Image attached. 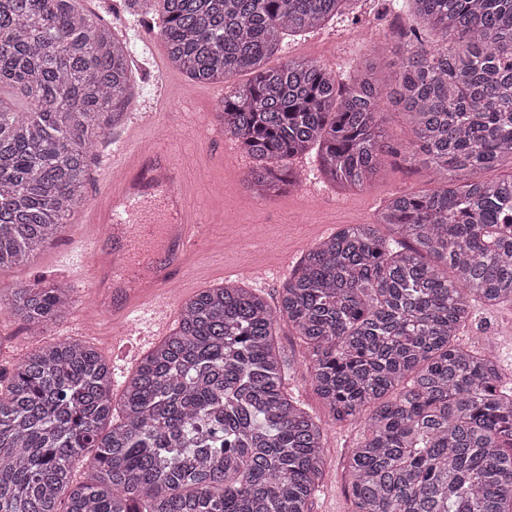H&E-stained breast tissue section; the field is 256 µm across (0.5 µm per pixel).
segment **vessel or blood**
<instances>
[{"instance_id": "obj_1", "label": "vessel or blood", "mask_w": 512, "mask_h": 512, "mask_svg": "<svg viewBox=\"0 0 512 512\" xmlns=\"http://www.w3.org/2000/svg\"><path fill=\"white\" fill-rule=\"evenodd\" d=\"M158 113L139 109L120 149L103 171L89 207L91 233L73 273L91 269L98 305H111L115 323H134L144 312L155 336L166 334L173 310L168 288H191V264L207 244V227L185 190L190 173L168 138L140 141Z\"/></svg>"}]
</instances>
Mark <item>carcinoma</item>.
<instances>
[{
    "label": "carcinoma",
    "instance_id": "carcinoma-1",
    "mask_svg": "<svg viewBox=\"0 0 512 512\" xmlns=\"http://www.w3.org/2000/svg\"><path fill=\"white\" fill-rule=\"evenodd\" d=\"M151 2L170 64L225 84L218 118L256 161L244 181L259 197L299 185L290 162L313 147L340 188L384 176L398 153L384 99L437 186L319 240L273 302L234 282L198 292L117 400L84 342L25 354L0 384V512H312L325 434L285 390L282 319L332 419L367 415L345 464L354 512H512V385L456 343L474 304H512V175L454 183L512 158V0H406L465 49L394 28L393 70L377 79L368 59L343 81L315 59L270 60L285 31L348 0ZM79 3L0 0V88L29 105L0 99V275L86 201L95 141L133 98L127 45ZM73 303L62 281L0 286L28 329Z\"/></svg>",
    "mask_w": 512,
    "mask_h": 512
}]
</instances>
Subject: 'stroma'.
<instances>
[{"mask_svg": "<svg viewBox=\"0 0 512 512\" xmlns=\"http://www.w3.org/2000/svg\"><path fill=\"white\" fill-rule=\"evenodd\" d=\"M390 0H361L358 13L332 18L323 28L307 34L285 33L278 59L314 58L335 73L348 72L356 63L370 57L379 37L389 33L391 16L384 8ZM127 37L134 55H146L145 66L133 67L131 81L137 101L156 106L170 115V129L177 152L193 156L189 190L192 207L212 223L209 243L194 263L198 288H212L224 281L223 273L250 266L257 252L230 246V239L260 229L264 247L270 253L298 263L302 254L342 224L372 221L378 207L398 193H419L433 189L428 169L411 165L404 156L392 158L386 176L370 186L347 194L323 182L315 171L314 153L294 159L304 173L302 184L289 193L260 202L241 182L240 172L251 160L241 150L226 153L225 138H204L203 121L213 114L215 85L193 82L168 61L163 40L152 32L144 16L129 17ZM84 210L69 216L60 236L25 265L0 276V281L34 283L39 278L63 277L68 254L79 253L83 243L78 233ZM91 287L74 288L76 306L61 320L39 334H30L17 319L0 313V339L8 351L0 355V372L11 373L19 357L33 349L64 340L97 344V337L81 333L84 315L92 311ZM276 341L290 359L285 386L289 395L307 409L325 429L328 465L314 500L313 512H353L345 485L343 467L364 431L363 420L334 422L322 405L312 384L304 344L287 322H280ZM467 348L496 360L504 380L512 381V306L488 310L475 307L471 324L458 337Z\"/></svg>", "mask_w": 512, "mask_h": 512, "instance_id": "stroma-1", "label": "stroma"}]
</instances>
